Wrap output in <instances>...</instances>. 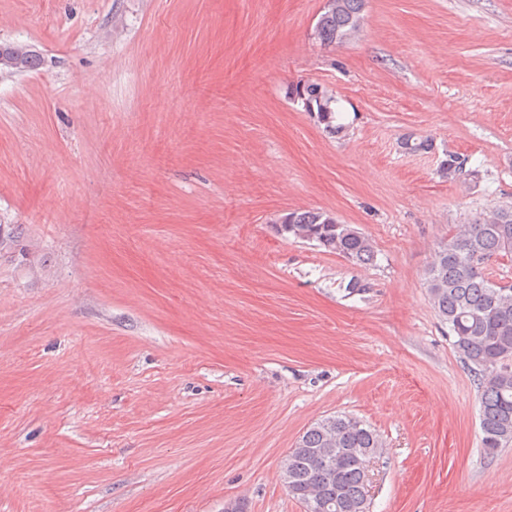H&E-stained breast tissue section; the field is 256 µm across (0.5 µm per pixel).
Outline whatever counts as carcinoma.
Returning <instances> with one entry per match:
<instances>
[{"label":"carcinoma","mask_w":512,"mask_h":512,"mask_svg":"<svg viewBox=\"0 0 512 512\" xmlns=\"http://www.w3.org/2000/svg\"><path fill=\"white\" fill-rule=\"evenodd\" d=\"M364 0H329L315 23L313 35L324 46L351 40L363 20ZM38 56L27 48L0 44V68L25 72ZM289 97L302 104L330 133L335 97L316 82L295 84ZM464 161L454 154L440 166L453 179ZM278 232L317 243L330 253L360 265L374 261L370 240L350 224L319 210H294L278 219ZM512 255V209H496L462 224L439 246L425 273L430 299L448 323L458 354L479 371L482 447L493 455L512 446V284L492 281L486 265ZM372 429L348 415H333L311 425L288 454V492L301 502L323 500L330 507L314 512H356L366 500L363 469L345 460L351 450L378 448Z\"/></svg>","instance_id":"carcinoma-1"}]
</instances>
